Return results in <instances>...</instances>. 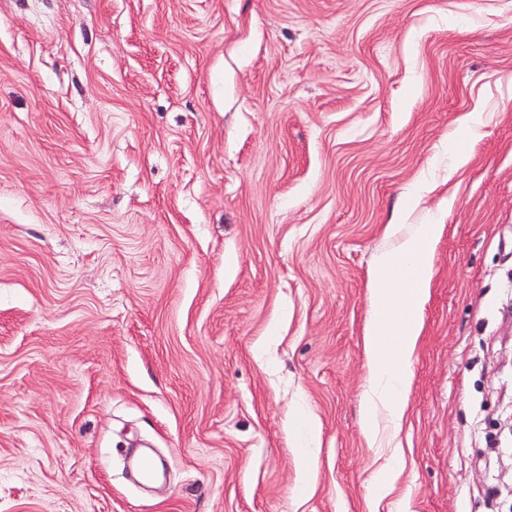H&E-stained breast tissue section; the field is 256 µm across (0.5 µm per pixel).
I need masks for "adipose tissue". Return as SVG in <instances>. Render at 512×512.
Wrapping results in <instances>:
<instances>
[{
	"label": "adipose tissue",
	"mask_w": 512,
	"mask_h": 512,
	"mask_svg": "<svg viewBox=\"0 0 512 512\" xmlns=\"http://www.w3.org/2000/svg\"><path fill=\"white\" fill-rule=\"evenodd\" d=\"M440 227L418 224L405 231L403 221L388 225L393 250L380 252L370 278L371 309L364 328L367 358L362 411L365 437L395 440L404 424L413 372L411 364L422 334L430 261Z\"/></svg>",
	"instance_id": "ef3b65f1"
}]
</instances>
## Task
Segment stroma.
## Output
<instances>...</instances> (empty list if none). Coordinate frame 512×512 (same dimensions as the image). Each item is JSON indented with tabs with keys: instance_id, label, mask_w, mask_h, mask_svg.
Masks as SVG:
<instances>
[{
	"instance_id": "stroma-1",
	"label": "stroma",
	"mask_w": 512,
	"mask_h": 512,
	"mask_svg": "<svg viewBox=\"0 0 512 512\" xmlns=\"http://www.w3.org/2000/svg\"><path fill=\"white\" fill-rule=\"evenodd\" d=\"M402 207L444 230L375 506ZM0 512H512V0H0Z\"/></svg>"
}]
</instances>
